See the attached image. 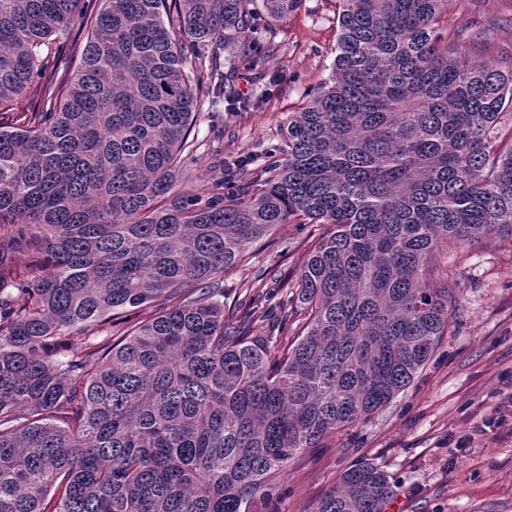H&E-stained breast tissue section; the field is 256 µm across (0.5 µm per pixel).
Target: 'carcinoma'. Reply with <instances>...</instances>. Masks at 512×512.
<instances>
[{"label": "carcinoma", "mask_w": 512, "mask_h": 512, "mask_svg": "<svg viewBox=\"0 0 512 512\" xmlns=\"http://www.w3.org/2000/svg\"><path fill=\"white\" fill-rule=\"evenodd\" d=\"M336 3L333 84L250 176L204 181L202 105L270 95L241 99L221 46L264 75L246 36L304 0H0V512H249L433 356L442 256L512 235V59L470 61L447 0ZM279 224L326 226L280 298L291 340L250 334L269 271L225 314L224 273ZM393 495L362 461L314 512Z\"/></svg>", "instance_id": "cac0c4a2"}]
</instances>
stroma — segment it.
<instances>
[{
	"label": "stroma",
	"mask_w": 512,
	"mask_h": 512,
	"mask_svg": "<svg viewBox=\"0 0 512 512\" xmlns=\"http://www.w3.org/2000/svg\"><path fill=\"white\" fill-rule=\"evenodd\" d=\"M449 29H493L474 62L512 60V0H450ZM339 27L334 0H305L277 24L279 92L249 112L201 111L197 173L220 174L225 159L254 156L280 141L289 113L331 84ZM320 224H282L224 275L226 297L264 269L293 282L306 240ZM447 284L459 305L441 345L405 390L365 421L312 449L256 495L249 512H313L358 459L382 467L396 486L384 512H512V237L449 252Z\"/></svg>",
	"instance_id": "35a3bbf8"
}]
</instances>
